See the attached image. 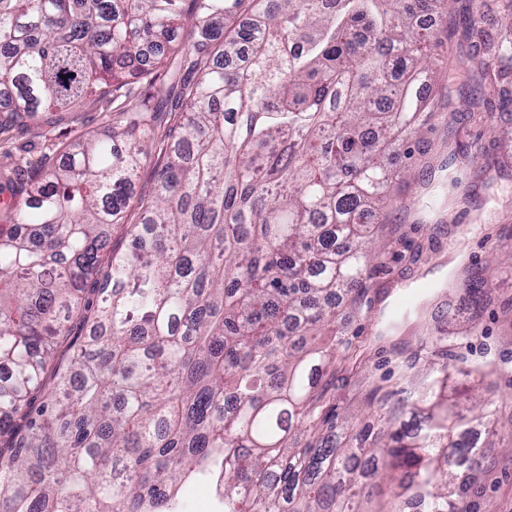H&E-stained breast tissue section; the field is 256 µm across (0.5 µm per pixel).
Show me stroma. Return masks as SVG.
<instances>
[{
    "mask_svg": "<svg viewBox=\"0 0 512 512\" xmlns=\"http://www.w3.org/2000/svg\"><path fill=\"white\" fill-rule=\"evenodd\" d=\"M454 29L443 50L448 68L434 91L440 110L430 126L411 134L398 155L412 172L395 188V200L373 228L381 253L369 288L358 304L340 300L336 323L324 331L336 343V358L349 348L362 354L357 367L339 371L333 382L340 428L370 425L371 409L393 404L430 383L426 370L448 360L472 371L446 395L465 418L475 414L474 397L489 400V427L479 428L487 456L474 512H512V267L499 261L497 246L512 239V112L487 105L481 75L469 58L463 13L449 16ZM49 141L34 128L13 127L0 142V183L19 157L60 149L106 125L100 103L88 100L72 111L39 113ZM500 167L496 195L484 189L480 166ZM482 285L479 311L467 305L465 287ZM440 345H432V337ZM495 370L494 388L484 371Z\"/></svg>",
    "mask_w": 512,
    "mask_h": 512,
    "instance_id": "1",
    "label": "stroma"
}]
</instances>
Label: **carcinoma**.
Segmentation results:
<instances>
[{"instance_id":"cac0c4a2","label":"carcinoma","mask_w":512,"mask_h":512,"mask_svg":"<svg viewBox=\"0 0 512 512\" xmlns=\"http://www.w3.org/2000/svg\"><path fill=\"white\" fill-rule=\"evenodd\" d=\"M184 2L0 0V132L88 97L115 113L0 185V512H178L189 470L222 512H359L386 470L409 479L394 512H473L485 452L442 394L377 410L378 454L323 409L335 355L311 345L367 291L366 212L433 120L417 88L456 0ZM468 17L477 63L512 60V13L499 39ZM174 61L193 78L159 140L136 87ZM115 229L129 249L105 253Z\"/></svg>"}]
</instances>
